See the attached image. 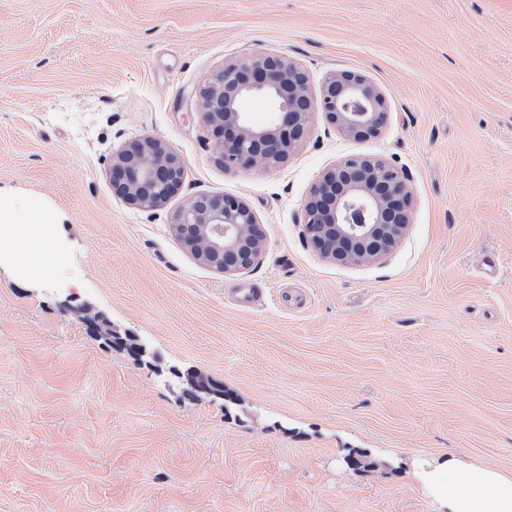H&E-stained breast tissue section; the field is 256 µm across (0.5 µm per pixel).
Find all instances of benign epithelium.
Segmentation results:
<instances>
[{
  "instance_id": "benign-epithelium-1",
  "label": "benign epithelium",
  "mask_w": 512,
  "mask_h": 512,
  "mask_svg": "<svg viewBox=\"0 0 512 512\" xmlns=\"http://www.w3.org/2000/svg\"><path fill=\"white\" fill-rule=\"evenodd\" d=\"M262 96L274 106L263 126L239 110L245 97ZM204 122L218 135L224 169L271 171L305 140L311 115L322 112L346 137H379L388 112L379 88L358 70L326 76L311 91L305 69L283 55L261 54L213 74L194 93ZM183 158L164 140L144 137L112 155V192L139 207L165 206L182 184ZM411 191L404 177L377 157H347L326 169L303 202L305 233L325 259L365 264L392 253L411 223ZM171 226L191 254L213 270L250 269L264 253L267 233L246 202L236 196L201 194L174 212ZM195 392L224 397V385L187 374Z\"/></svg>"
}]
</instances>
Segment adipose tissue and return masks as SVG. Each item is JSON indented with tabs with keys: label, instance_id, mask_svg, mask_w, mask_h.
<instances>
[{
	"label": "adipose tissue",
	"instance_id": "ef3b65f1",
	"mask_svg": "<svg viewBox=\"0 0 512 512\" xmlns=\"http://www.w3.org/2000/svg\"><path fill=\"white\" fill-rule=\"evenodd\" d=\"M62 215L33 200L25 204L0 194V251H8L28 278L48 274L39 247L56 236ZM417 478L428 484L448 512H512V476L494 469L472 468L450 459L420 470Z\"/></svg>",
	"mask_w": 512,
	"mask_h": 512
}]
</instances>
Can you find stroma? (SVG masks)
<instances>
[{
  "label": "stroma",
  "instance_id": "obj_1",
  "mask_svg": "<svg viewBox=\"0 0 512 512\" xmlns=\"http://www.w3.org/2000/svg\"><path fill=\"white\" fill-rule=\"evenodd\" d=\"M265 53L315 91L363 71L382 134L318 113L283 167L225 170L192 94ZM146 136L185 161L153 210L109 175ZM371 155L411 224L380 261L330 262L302 202ZM0 187L67 219L47 276L0 259V512H440L414 464L512 476V0H0ZM203 193L252 208L257 265L216 272L174 236ZM185 381L187 386L195 392L203 393L207 396L224 398L223 384L217 383L201 373H188Z\"/></svg>",
  "mask_w": 512,
  "mask_h": 512
}]
</instances>
